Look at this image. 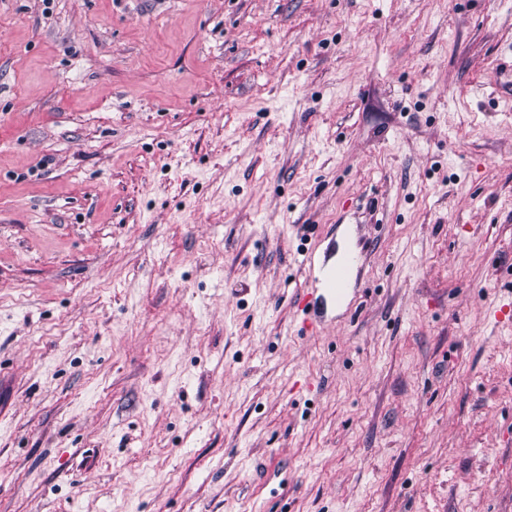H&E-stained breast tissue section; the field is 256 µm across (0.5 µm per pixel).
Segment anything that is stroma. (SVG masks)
Returning <instances> with one entry per match:
<instances>
[{"label":"stroma","mask_w":512,"mask_h":512,"mask_svg":"<svg viewBox=\"0 0 512 512\" xmlns=\"http://www.w3.org/2000/svg\"><path fill=\"white\" fill-rule=\"evenodd\" d=\"M509 60L512 0H0V512H512ZM363 263L364 258L362 253L353 248H349L343 252L338 262L336 263L335 261L332 266L327 268L326 264L322 268L321 275L319 277L312 276L314 263H309L311 274V281L309 283L311 284V288H307V290L310 291L303 297V301H305V305L301 310L303 314V331L310 333L311 335L318 331V327L321 322L315 314V301L313 304H310L311 300L308 298L313 296V294L319 290L322 291L320 296L321 301H329V303L335 307L346 306L348 315H353L355 312L354 304L349 300L352 275L354 270L359 269ZM318 284H320L322 288H317Z\"/></svg>","instance_id":"35a3bbf8"}]
</instances>
